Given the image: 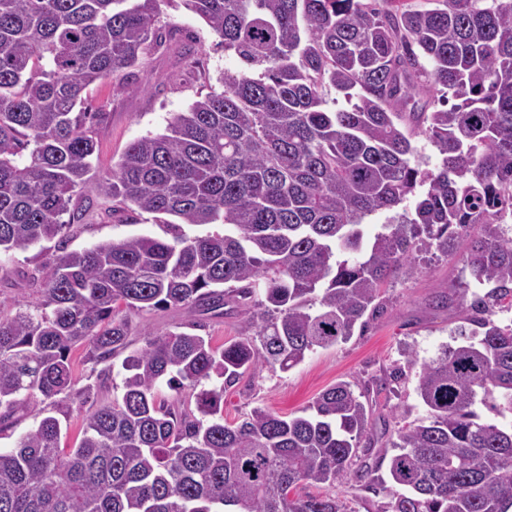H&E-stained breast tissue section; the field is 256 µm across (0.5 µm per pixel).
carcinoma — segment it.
<instances>
[{
    "label": "carcinoma",
    "mask_w": 512,
    "mask_h": 512,
    "mask_svg": "<svg viewBox=\"0 0 512 512\" xmlns=\"http://www.w3.org/2000/svg\"><path fill=\"white\" fill-rule=\"evenodd\" d=\"M159 2L0 0V252L69 231L84 191L114 214L174 217L161 221L172 244L52 256L22 276L32 299L0 310V419L42 405L0 451V512H354L328 489L374 448L365 394L338 382L300 415L256 407L227 423L224 386L348 341L380 288L422 273L415 250L469 273L441 298L463 315L461 341L422 364L426 416L396 430L391 457L362 462L387 464L366 488L385 512H512V319H497L512 312V0H182L250 71L93 178L104 113L84 93L140 62ZM330 88L347 107L326 108ZM417 136L440 156L432 169ZM210 224L224 232L183 231ZM242 306L252 333L219 347L197 333L196 315ZM168 308L192 319L136 333L125 315ZM76 346L104 374L130 354L121 394L90 405L65 450ZM163 382L197 391L196 409L158 399Z\"/></svg>",
    "instance_id": "cac0c4a2"
}]
</instances>
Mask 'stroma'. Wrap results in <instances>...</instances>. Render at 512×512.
<instances>
[{"mask_svg":"<svg viewBox=\"0 0 512 512\" xmlns=\"http://www.w3.org/2000/svg\"><path fill=\"white\" fill-rule=\"evenodd\" d=\"M157 25L163 39L151 44L140 64L87 90L88 111L105 115L95 129L98 172L111 169L133 140L163 131L174 113L186 111L198 96L218 88L223 72L244 69L206 23L179 0H162ZM70 211L75 220L66 234L0 255V310L11 311L19 296L13 285L17 273L39 276L47 256L58 247L71 251L133 234L163 235L153 214H116L111 200L102 197L77 194ZM421 264L420 275L381 288L379 313L347 342L316 349L289 371L261 367L226 386L225 418L243 416L256 407L297 414L328 387L347 382L354 390L370 392L369 419L383 434L374 455L391 454L399 422L426 414L416 391L422 362L454 344V330L462 322L455 308L433 303L436 295L458 286L461 262L430 254ZM406 348L417 355L418 364L407 362L402 354Z\"/></svg>","mask_w":512,"mask_h":512,"instance_id":"1","label":"stroma"}]
</instances>
